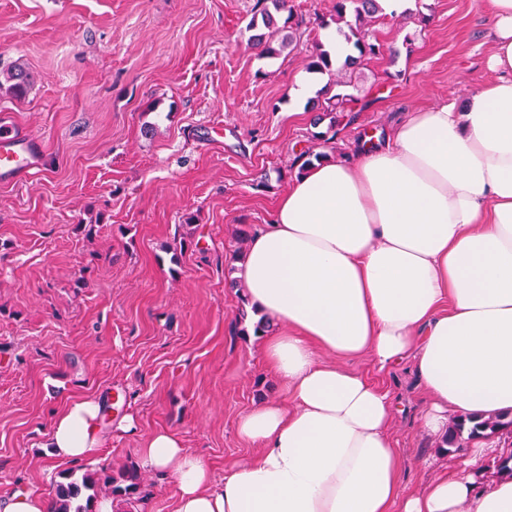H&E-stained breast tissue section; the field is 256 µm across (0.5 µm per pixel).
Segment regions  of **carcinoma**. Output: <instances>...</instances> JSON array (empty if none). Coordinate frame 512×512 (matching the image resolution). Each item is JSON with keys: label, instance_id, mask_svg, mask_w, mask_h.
Instances as JSON below:
<instances>
[{"label": "carcinoma", "instance_id": "carcinoma-1", "mask_svg": "<svg viewBox=\"0 0 512 512\" xmlns=\"http://www.w3.org/2000/svg\"><path fill=\"white\" fill-rule=\"evenodd\" d=\"M382 9L378 0H335L334 16L336 25H345L349 32L337 29L348 42H353L357 55H349L345 58L344 68L353 70L363 62L373 59L383 52V46L369 38L365 26L370 24ZM249 30L253 31L250 44L259 50V55H271L275 52L274 42H280L284 47L291 44L292 36L279 37L280 29L276 27L273 16L268 9H263L261 18H252ZM332 63L330 54L325 51L320 43H315L307 69L314 72L331 71ZM32 78L30 73L22 66H16L5 76L0 87L7 86L9 95L17 100L25 98L31 88ZM353 97L349 94L335 93L324 100L322 109L326 114H337L350 111L349 104ZM512 433V415H498L494 417H465L452 422L448 427V433L443 440V445L454 450L463 447V441L490 439L503 433ZM61 480L56 482L54 512H93L94 503L98 495L112 493L119 496H131L136 494L142 484L143 478L140 468L131 465L122 471L119 477L107 474L105 471L86 473L81 481L71 479V474H60Z\"/></svg>", "mask_w": 512, "mask_h": 512}]
</instances>
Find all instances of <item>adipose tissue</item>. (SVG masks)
Returning <instances> with one entry per match:
<instances>
[{"label":"adipose tissue","mask_w":512,"mask_h":512,"mask_svg":"<svg viewBox=\"0 0 512 512\" xmlns=\"http://www.w3.org/2000/svg\"><path fill=\"white\" fill-rule=\"evenodd\" d=\"M492 80L306 167L251 238L239 275L271 326L260 352L282 399L237 422L256 456L216 481L168 430L142 465L171 479L175 512H512V478L441 476L404 493L387 391L345 367L412 361L422 425L512 412V0H489ZM105 397L65 403L56 463L98 456Z\"/></svg>","instance_id":"adipose-tissue-1"}]
</instances>
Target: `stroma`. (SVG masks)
<instances>
[{
    "label": "stroma",
    "instance_id": "stroma-1",
    "mask_svg": "<svg viewBox=\"0 0 512 512\" xmlns=\"http://www.w3.org/2000/svg\"><path fill=\"white\" fill-rule=\"evenodd\" d=\"M289 4L276 25L300 21L296 37L264 58L249 46L256 0H0V73L21 65L34 78L24 100L0 91V114L44 147L42 173L0 184V495L52 494L53 414L91 392L120 400L138 428L113 431L94 460L70 464L75 474L121 473L158 429L218 479L254 454L237 420L279 389L245 289L230 285L247 247L240 232L267 223L300 173L299 151L341 158L357 134L493 77L487 0H409L370 24L384 53L348 72L358 109L331 125L328 78L306 64L334 2ZM304 80L313 94L294 100ZM183 237L191 245L174 256ZM349 366L394 397L405 490L460 465L420 424L411 364L382 371L364 355ZM142 477L141 496L115 497V512H175L172 481Z\"/></svg>",
    "mask_w": 512,
    "mask_h": 512
}]
</instances>
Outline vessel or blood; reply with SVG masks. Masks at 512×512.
Returning a JSON list of instances; mask_svg holds the SVG:
<instances>
[{
  "label": "vessel or blood",
  "instance_id": "obj_1",
  "mask_svg": "<svg viewBox=\"0 0 512 512\" xmlns=\"http://www.w3.org/2000/svg\"><path fill=\"white\" fill-rule=\"evenodd\" d=\"M43 148L38 139L11 122L0 123V182L29 180L42 170Z\"/></svg>",
  "mask_w": 512,
  "mask_h": 512
}]
</instances>
